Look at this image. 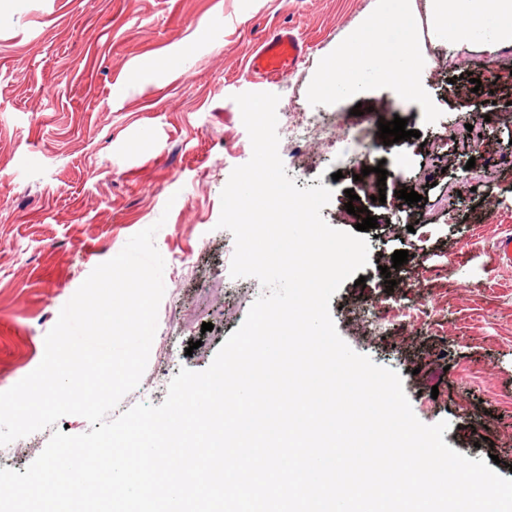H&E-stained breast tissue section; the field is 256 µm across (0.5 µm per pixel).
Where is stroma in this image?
<instances>
[{
  "label": "stroma",
  "instance_id": "1",
  "mask_svg": "<svg viewBox=\"0 0 512 512\" xmlns=\"http://www.w3.org/2000/svg\"><path fill=\"white\" fill-rule=\"evenodd\" d=\"M378 2L19 0L0 15V391L39 365L46 334L92 270L155 223L165 294L145 372L117 410L160 405L181 368L211 365L263 292L255 278L231 277L234 238L217 222L232 170L252 156L234 97L270 92L287 174L297 187L332 189L321 211L329 225L358 223L345 208L354 174L387 172L385 202L360 201L377 218L365 234L366 283L346 280L330 300L339 334L400 373L419 420L449 422L446 444L471 459L498 456L496 472L512 478V268L493 257L512 235V45L491 57L436 41L428 0H413L420 95L398 99L374 80L359 98L324 102L315 75ZM282 26L301 34L304 58L279 82H253L248 58ZM188 43L178 72L146 69ZM305 112L338 120L340 137L314 130L290 142ZM465 112L488 119L480 147L448 139ZM385 114L406 119L414 138L362 145ZM470 161L491 178L471 180ZM412 183L425 205L397 198ZM451 187L462 197L449 211L441 197ZM397 250L408 261L396 268ZM52 431L0 447V468L25 472Z\"/></svg>",
  "mask_w": 512,
  "mask_h": 512
}]
</instances>
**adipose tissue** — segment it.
<instances>
[{
  "label": "adipose tissue",
  "mask_w": 512,
  "mask_h": 512,
  "mask_svg": "<svg viewBox=\"0 0 512 512\" xmlns=\"http://www.w3.org/2000/svg\"><path fill=\"white\" fill-rule=\"evenodd\" d=\"M437 36L487 54L512 44V0H430ZM408 0H385L365 29L341 46L314 82L327 102L363 95L371 81L390 83L398 97L420 92L409 33Z\"/></svg>",
  "instance_id": "adipose-tissue-1"
}]
</instances>
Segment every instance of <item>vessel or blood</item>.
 Listing matches in <instances>:
<instances>
[{
  "instance_id": "b4317fda",
  "label": "vessel or blood",
  "mask_w": 512,
  "mask_h": 512,
  "mask_svg": "<svg viewBox=\"0 0 512 512\" xmlns=\"http://www.w3.org/2000/svg\"><path fill=\"white\" fill-rule=\"evenodd\" d=\"M306 45L293 27H283L259 42L248 71L259 83H274L291 73L302 60Z\"/></svg>"
}]
</instances>
